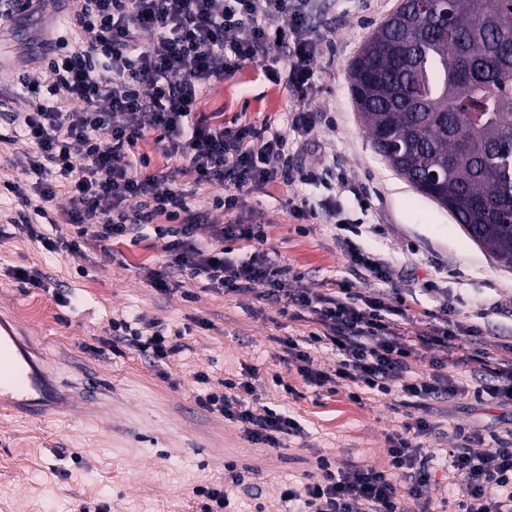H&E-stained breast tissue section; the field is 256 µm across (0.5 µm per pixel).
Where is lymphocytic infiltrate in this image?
I'll use <instances>...</instances> for the list:
<instances>
[{"label":"lymphocytic infiltrate","mask_w":512,"mask_h":512,"mask_svg":"<svg viewBox=\"0 0 512 512\" xmlns=\"http://www.w3.org/2000/svg\"><path fill=\"white\" fill-rule=\"evenodd\" d=\"M80 2L67 24L89 33V40L49 58L42 75L27 78L22 87L28 111L8 115L13 134L35 145L23 171L33 177L32 188L42 201L33 214L13 217L18 229L47 251H57L55 240L36 222L48 218L45 205L61 192L71 198L72 247L154 227L168 238L165 270L147 274L157 290L168 292L171 272H186L227 294L265 287L268 296L285 297L281 316L298 320L310 314L315 331L282 338L280 345L285 362L295 363L315 387L350 382L381 392L393 388L409 404L435 394L479 398L486 392L512 400V358L501 359L498 382L487 390L452 376V369L478 361L477 328L459 322L450 300L435 313L414 311L401 296L389 301L380 289L393 279L385 259L349 245L364 291L341 281L322 291L287 295L282 284L289 269L268 252H254L243 261L226 255L225 240H256L258 230L217 223L210 240L195 236L199 216L189 198L202 185H224L225 195L214 207L227 212L266 184L316 180L315 172L291 166L288 142L307 138L317 123L305 106L316 88L317 0ZM253 63L297 94L300 105L289 126L229 131L196 118L207 89ZM150 132L161 155L179 161L186 185L149 171L138 145ZM103 199L109 207H100ZM161 217L167 227L157 226ZM111 327L113 342L129 344L157 363L180 348L163 331L148 332L124 318L112 319ZM313 343L335 348L339 359L333 372L313 368L307 350ZM450 344L455 356L431 358L429 378L413 375L410 360L419 349ZM224 386L225 393L205 394L198 403L240 423L249 441L276 448L297 432L294 418L250 405L252 383L228 380ZM429 430L420 420L413 434L393 438L385 469L357 463L335 472L320 459L317 481L283 491L290 512H430L426 491L433 457L418 442ZM447 456L458 512H512V441L490 454L458 445ZM491 485L496 494H488Z\"/></svg>","instance_id":"1"}]
</instances>
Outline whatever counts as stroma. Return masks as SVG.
<instances>
[{
    "label": "stroma",
    "instance_id": "obj_1",
    "mask_svg": "<svg viewBox=\"0 0 512 512\" xmlns=\"http://www.w3.org/2000/svg\"><path fill=\"white\" fill-rule=\"evenodd\" d=\"M398 4L320 0L315 69L321 89L307 100L318 121L309 141L293 145L291 153L296 165L332 167L345 181L332 192L323 185L271 183L248 194L223 219L261 228L264 240L228 248L237 260L266 250L295 273L285 289L317 290L355 278L348 254L332 235L336 219L367 225L360 242L395 263L394 291L416 310L435 311L454 298L461 321L480 328V348L492 366L512 350V266L477 246L447 209L390 167L351 96L352 60ZM75 8L74 0H59L54 16L0 28V99L14 96L22 78L33 74L32 57L42 53L45 38L74 39L64 19ZM297 104L291 89L272 83L255 63L208 89L197 112L229 129L280 126ZM9 133L0 118V307L14 311L62 379L94 378L112 396L92 419L77 403L42 420L0 412V512H81L86 506L102 512H197L194 488L214 481L227 489V512H286L283 488L315 475L319 459H328L335 471L353 463L386 468L393 436L420 418L434 428L422 439L436 461L431 483L444 487L448 472L441 462L460 434L475 436L473 450L488 454L512 430V400L506 398H432L416 409L403 407L395 392L366 393L356 402L349 386L335 393L310 386L281 360L276 339L308 335L312 323L282 317L279 304L257 289L222 294L186 276L178 290L160 293L146 273L165 266V241L150 228L102 247L91 240L68 249L73 228L66 222L64 193L49 208L65 246L47 252L9 225L23 204L4 184L24 182L19 163L34 150L30 141L10 139ZM331 193L340 215L322 210L304 223L288 209L293 195L316 203ZM20 267L45 277L48 289L16 280L12 271ZM117 317L181 330L183 347L160 367L134 348L106 349L109 322ZM201 372L209 374L208 384L198 383ZM228 379L251 380L259 404L288 412L302 434L278 448L255 444L238 424L198 404L204 390L223 391Z\"/></svg>",
    "mask_w": 512,
    "mask_h": 512
}]
</instances>
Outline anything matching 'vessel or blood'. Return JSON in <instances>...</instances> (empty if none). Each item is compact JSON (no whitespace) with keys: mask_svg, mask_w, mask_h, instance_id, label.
<instances>
[{"mask_svg":"<svg viewBox=\"0 0 512 512\" xmlns=\"http://www.w3.org/2000/svg\"><path fill=\"white\" fill-rule=\"evenodd\" d=\"M69 396L9 311L0 310V410L31 419L64 412Z\"/></svg>","mask_w":512,"mask_h":512,"instance_id":"b4317fda","label":"vessel or blood"}]
</instances>
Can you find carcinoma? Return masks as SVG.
Listing matches in <instances>:
<instances>
[{"instance_id": "obj_1", "label": "carcinoma", "mask_w": 512, "mask_h": 512, "mask_svg": "<svg viewBox=\"0 0 512 512\" xmlns=\"http://www.w3.org/2000/svg\"><path fill=\"white\" fill-rule=\"evenodd\" d=\"M374 145L477 245L512 265V0L399 7L350 66Z\"/></svg>"}]
</instances>
